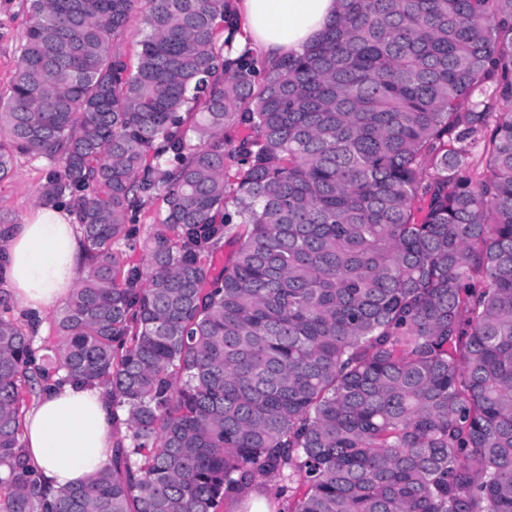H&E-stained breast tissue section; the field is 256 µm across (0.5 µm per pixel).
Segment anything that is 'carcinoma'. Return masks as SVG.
<instances>
[{
  "label": "carcinoma",
  "instance_id": "obj_1",
  "mask_svg": "<svg viewBox=\"0 0 512 512\" xmlns=\"http://www.w3.org/2000/svg\"><path fill=\"white\" fill-rule=\"evenodd\" d=\"M29 2L0 180L43 161L85 265L54 339L0 314V512H219L267 478L284 512H512V0H337L274 63L236 0ZM56 376L126 433L49 498L23 393Z\"/></svg>",
  "mask_w": 512,
  "mask_h": 512
}]
</instances>
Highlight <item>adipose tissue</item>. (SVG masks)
<instances>
[{
	"instance_id": "ef3b65f1",
	"label": "adipose tissue",
	"mask_w": 512,
	"mask_h": 512,
	"mask_svg": "<svg viewBox=\"0 0 512 512\" xmlns=\"http://www.w3.org/2000/svg\"><path fill=\"white\" fill-rule=\"evenodd\" d=\"M239 45L276 59L300 53L335 16L336 0H237ZM75 215L39 208L31 221L0 227V279L32 321L73 292L82 267ZM115 426L103 389L67 384L38 398L24 421V443L51 489L87 483L112 459Z\"/></svg>"
}]
</instances>
